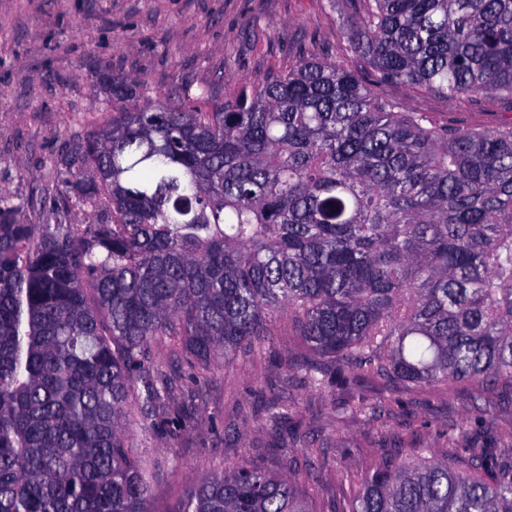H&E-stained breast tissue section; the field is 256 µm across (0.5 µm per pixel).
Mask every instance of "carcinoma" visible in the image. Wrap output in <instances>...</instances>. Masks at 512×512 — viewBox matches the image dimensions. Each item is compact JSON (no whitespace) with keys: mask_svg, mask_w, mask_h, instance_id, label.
I'll list each match as a JSON object with an SVG mask.
<instances>
[{"mask_svg":"<svg viewBox=\"0 0 512 512\" xmlns=\"http://www.w3.org/2000/svg\"><path fill=\"white\" fill-rule=\"evenodd\" d=\"M373 70L302 58L213 110L126 101L63 158L52 224L0 200V512H151L124 421L188 417L183 376L273 327L329 368L411 387L512 380V121L437 122L377 91L512 103V0H359ZM81 215L73 224L71 215ZM500 448L383 454L341 512H512ZM174 512H310L288 459L241 460Z\"/></svg>","mask_w":512,"mask_h":512,"instance_id":"1","label":"carcinoma"}]
</instances>
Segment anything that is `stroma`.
<instances>
[{
  "mask_svg": "<svg viewBox=\"0 0 512 512\" xmlns=\"http://www.w3.org/2000/svg\"><path fill=\"white\" fill-rule=\"evenodd\" d=\"M327 0H0V199L24 204V219L52 218L62 157L101 126L119 103L115 83L140 78L149 94L208 89L210 101L233 100L246 78H261L310 56L336 59L357 14L330 12ZM383 95L482 127L512 118L495 99L454 103L396 85ZM278 327L262 357L237 356L199 371L198 400L187 427L127 425L129 444L164 461L150 483L153 512H173L189 485L246 459L274 471L290 450L314 512H333L345 473L401 448L442 456L449 435L494 447L491 427H512V382L485 387L417 389L393 375L305 383L287 358L305 356ZM363 410H354V403ZM288 417L272 424L269 408Z\"/></svg>",
  "mask_w": 512,
  "mask_h": 512,
  "instance_id": "35a3bbf8",
  "label": "stroma"
}]
</instances>
